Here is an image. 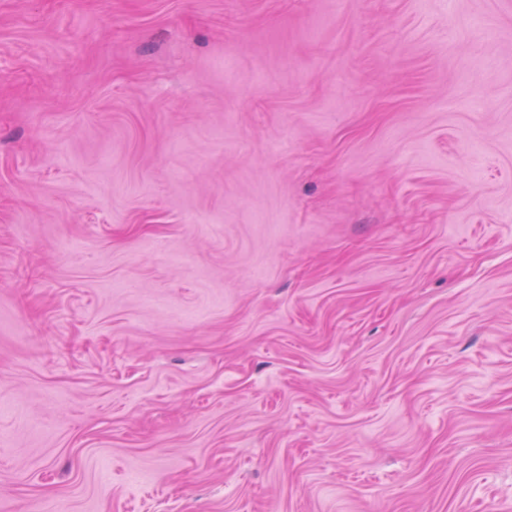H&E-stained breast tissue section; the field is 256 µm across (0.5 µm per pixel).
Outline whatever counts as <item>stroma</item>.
Returning a JSON list of instances; mask_svg holds the SVG:
<instances>
[{
  "instance_id": "35a3bbf8",
  "label": "stroma",
  "mask_w": 512,
  "mask_h": 512,
  "mask_svg": "<svg viewBox=\"0 0 512 512\" xmlns=\"http://www.w3.org/2000/svg\"><path fill=\"white\" fill-rule=\"evenodd\" d=\"M0 512H512V0H0Z\"/></svg>"
}]
</instances>
